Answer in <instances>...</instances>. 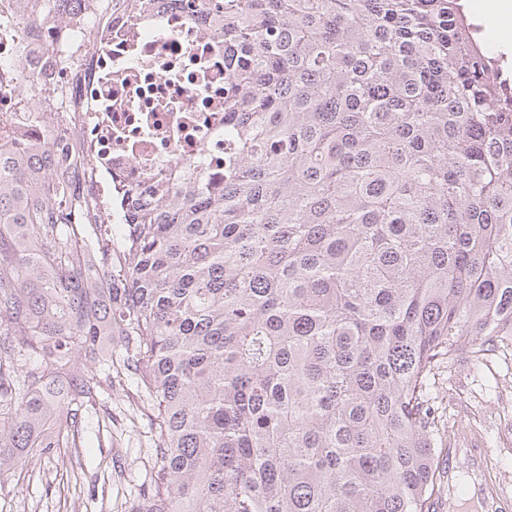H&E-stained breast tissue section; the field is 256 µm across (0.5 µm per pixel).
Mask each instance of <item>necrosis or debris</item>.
Wrapping results in <instances>:
<instances>
[{
  "label": "necrosis or debris",
  "mask_w": 512,
  "mask_h": 512,
  "mask_svg": "<svg viewBox=\"0 0 512 512\" xmlns=\"http://www.w3.org/2000/svg\"><path fill=\"white\" fill-rule=\"evenodd\" d=\"M76 68L68 94L49 101L30 81ZM224 38L163 0L138 13L68 0H0V154L49 140L55 117L76 112L92 139L95 190L123 223L134 196L197 165L224 175Z\"/></svg>",
  "instance_id": "obj_1"
}]
</instances>
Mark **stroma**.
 Masks as SVG:
<instances>
[{
	"label": "stroma",
	"mask_w": 512,
	"mask_h": 512,
	"mask_svg": "<svg viewBox=\"0 0 512 512\" xmlns=\"http://www.w3.org/2000/svg\"><path fill=\"white\" fill-rule=\"evenodd\" d=\"M430 401L448 420L438 447L480 459L476 470L456 459L455 480L485 482L500 512H512V345H497L478 364L463 356L440 368ZM80 425L83 447L65 449L59 461L33 459L21 474L0 479V512H131L156 463L144 392L123 379Z\"/></svg>",
	"instance_id": "stroma-1"
}]
</instances>
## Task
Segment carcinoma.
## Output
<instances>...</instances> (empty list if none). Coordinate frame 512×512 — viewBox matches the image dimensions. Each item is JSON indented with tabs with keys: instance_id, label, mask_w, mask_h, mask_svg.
<instances>
[{
	"instance_id": "1",
	"label": "carcinoma",
	"mask_w": 512,
	"mask_h": 512,
	"mask_svg": "<svg viewBox=\"0 0 512 512\" xmlns=\"http://www.w3.org/2000/svg\"><path fill=\"white\" fill-rule=\"evenodd\" d=\"M224 36V182L120 243L78 118L0 155V478L79 443L112 346L136 512H431L433 371L512 342V93L459 0H180Z\"/></svg>"
}]
</instances>
